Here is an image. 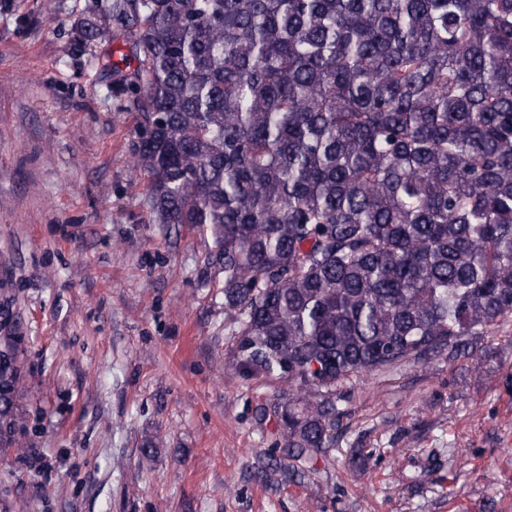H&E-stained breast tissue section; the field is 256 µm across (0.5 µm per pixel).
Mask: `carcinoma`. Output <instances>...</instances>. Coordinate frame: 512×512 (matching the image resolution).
I'll return each instance as SVG.
<instances>
[{"label":"carcinoma","mask_w":512,"mask_h":512,"mask_svg":"<svg viewBox=\"0 0 512 512\" xmlns=\"http://www.w3.org/2000/svg\"><path fill=\"white\" fill-rule=\"evenodd\" d=\"M131 163L155 224L211 240L281 483L332 445L336 385L512 317V0H123ZM100 13L82 45L106 33ZM0 444H17L15 329ZM293 463L288 464L286 460Z\"/></svg>","instance_id":"cac0c4a2"}]
</instances>
